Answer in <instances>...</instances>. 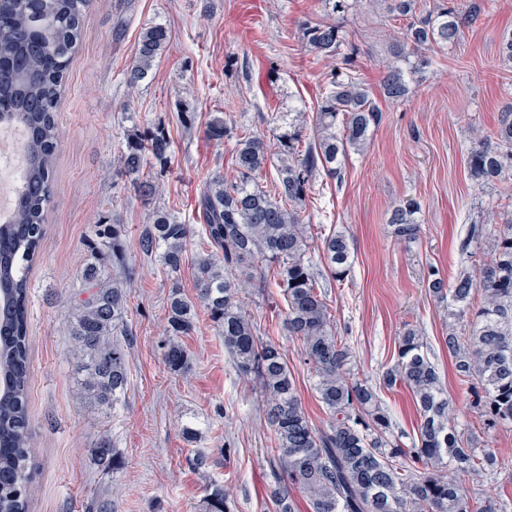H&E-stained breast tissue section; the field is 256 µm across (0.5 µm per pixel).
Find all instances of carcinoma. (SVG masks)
<instances>
[{"label": "carcinoma", "mask_w": 512, "mask_h": 512, "mask_svg": "<svg viewBox=\"0 0 512 512\" xmlns=\"http://www.w3.org/2000/svg\"><path fill=\"white\" fill-rule=\"evenodd\" d=\"M487 0H435L427 10L419 0H387L385 8L405 23L393 30L390 58L384 64L382 95L392 103L410 95L405 68L414 49L456 42L486 11ZM92 0H0V124L25 131L26 171L10 218L0 221V512H29L34 468L27 396L29 273L39 256L53 196L58 151L57 112L70 64L77 51ZM307 47L336 59L326 76L313 128L291 123L271 143L259 134L215 117L208 139L234 141L236 175L211 177L200 195L198 218L207 252L193 260L196 301L184 297L178 279L187 259L191 228L167 210H158L139 237L140 252L154 255L171 274L164 362L180 375L188 355L179 337L194 330L196 305L204 307L239 375L255 379L262 394V415L274 434L273 466L286 478L269 492L274 512H295L291 489L303 493L311 512H504L491 495L470 493L448 476L495 474L505 459L475 448L458 430L455 410L414 329L401 336L396 362L378 386L355 380L348 368L346 338L334 324L330 304L319 286L311 253L322 251L331 278L344 281L351 271V242L334 231L314 234L304 212L317 176L342 184L349 152H361L380 124L382 108L352 71L343 27L335 23L302 25ZM170 42L160 24L144 29L128 67L130 87L140 85ZM479 145L467 152L470 179L485 187L512 172V103L490 130H477ZM170 138L163 132L128 141L120 172L136 192L152 193L148 159L166 162ZM274 169L263 186L257 176ZM393 234L412 240L420 231L415 210L393 208ZM100 251L81 271V291L73 301L69 335L80 399L108 411L128 382L127 356L119 337L128 335L127 290L105 276L107 250L122 258L121 227L95 225ZM491 240L486 259L469 250L473 241ZM471 270L453 280L430 268L427 288L448 307V354L455 359L458 383L465 387L483 426H512V211L502 223L472 224L462 245ZM276 289L285 306L288 335L299 342L310 365L314 389L326 421L314 425L305 414L295 379L279 344L261 337L246 298L251 289ZM480 302L474 303L475 295ZM402 387L419 415L411 447L395 435V423L377 389ZM94 465L115 472L119 453L104 437L92 450ZM204 512H230L224 487L206 489Z\"/></svg>", "instance_id": "1"}]
</instances>
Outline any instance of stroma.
<instances>
[{
  "instance_id": "35a3bbf8",
  "label": "stroma",
  "mask_w": 512,
  "mask_h": 512,
  "mask_svg": "<svg viewBox=\"0 0 512 512\" xmlns=\"http://www.w3.org/2000/svg\"><path fill=\"white\" fill-rule=\"evenodd\" d=\"M306 20L343 27L357 77L380 95L391 31L380 0H360L335 15L322 0H94L58 110L54 197L31 273L29 412L38 475L30 512H85L98 497L112 500L117 512H202L214 483L229 491L231 512H273L267 494L278 473L258 384L239 376L203 310L182 339L188 372L169 371L163 328L170 276L137 241L163 208L191 225L189 250L199 251L204 184L213 174L234 173L232 142L204 134L210 119L229 116L271 140L276 130L263 114L315 112L334 62L306 46L299 29ZM155 23L168 28L170 46L149 77L129 88L125 73L139 34ZM510 31L512 0H488L459 41L430 53L429 66L412 74L407 101L382 102L383 120L364 153L346 159L343 183L315 181L305 216L323 233L351 239L345 282L331 279L322 255L313 260L350 346L353 376L377 382L394 364L404 331L418 329L459 430L512 462V427L484 429L444 344L448 308L426 288L430 268L450 279L466 268L461 243L469 225L490 222L512 204V179L478 190L465 166L475 129L492 128L512 102V65L498 53ZM160 130L173 156L152 165L159 191L143 197L120 174L119 155L132 134ZM409 201L418 204L421 225L413 242L397 240L388 222L392 209ZM105 222L124 228L125 260L109 271L131 285V334L123 339L129 382L108 412L76 399L66 329L79 273L93 258V229ZM248 301L261 329L281 345L306 415L322 425L314 378L284 327L280 297L255 292ZM187 426L198 430L196 441L185 439ZM104 437L123 458L113 473L91 462ZM199 452L208 457L202 469L193 464Z\"/></svg>"
}]
</instances>
